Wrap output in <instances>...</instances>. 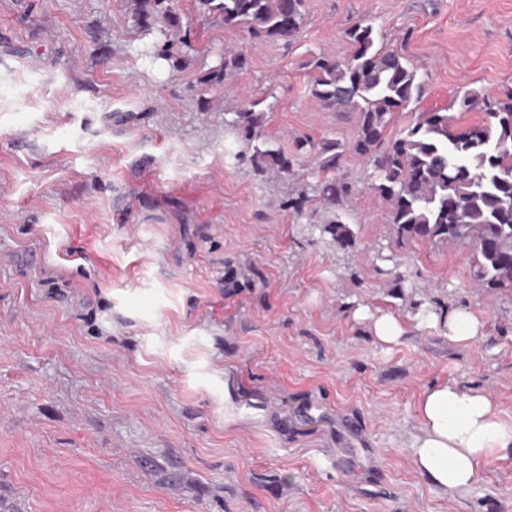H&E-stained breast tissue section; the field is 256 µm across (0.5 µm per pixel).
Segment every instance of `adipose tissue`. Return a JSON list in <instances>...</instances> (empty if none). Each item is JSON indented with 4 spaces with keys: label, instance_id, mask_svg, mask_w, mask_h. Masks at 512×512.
Segmentation results:
<instances>
[{
    "label": "adipose tissue",
    "instance_id": "obj_1",
    "mask_svg": "<svg viewBox=\"0 0 512 512\" xmlns=\"http://www.w3.org/2000/svg\"><path fill=\"white\" fill-rule=\"evenodd\" d=\"M422 434L413 445L419 471L434 485H472L483 466L512 450V424L487 394L452 382L425 389L419 403Z\"/></svg>",
    "mask_w": 512,
    "mask_h": 512
}]
</instances>
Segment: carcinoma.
<instances>
[{"label":"carcinoma","mask_w":512,"mask_h":512,"mask_svg":"<svg viewBox=\"0 0 512 512\" xmlns=\"http://www.w3.org/2000/svg\"><path fill=\"white\" fill-rule=\"evenodd\" d=\"M305 0H193L198 16L225 27L246 30L249 39H291L299 32ZM132 21L163 42L138 50L142 58L158 57L175 70L200 55L181 33L179 0H131ZM352 53L345 60L315 56L308 63L310 92L330 112H353L358 136L352 150L373 164L371 188L388 202V222L397 238L471 249L473 280L482 288H512V89L505 98L474 89L463 91V112L480 111V123L460 127L448 113L419 112L414 124L376 147L394 116L423 93V83L403 55L376 45L366 20L348 30ZM249 67L248 55L219 49L214 63L201 70L197 83L221 87L226 77ZM257 103L224 119L238 138L253 144L256 170L275 166L289 172L293 159L278 143L262 136L263 114ZM324 176L317 194L334 204L350 193L347 182L330 176L344 147L327 139L314 147Z\"/></svg>","instance_id":"obj_1"}]
</instances>
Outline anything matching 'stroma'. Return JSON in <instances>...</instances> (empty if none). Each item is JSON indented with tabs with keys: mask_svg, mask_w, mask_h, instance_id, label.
Wrapping results in <instances>:
<instances>
[{
	"mask_svg": "<svg viewBox=\"0 0 512 512\" xmlns=\"http://www.w3.org/2000/svg\"><path fill=\"white\" fill-rule=\"evenodd\" d=\"M181 9L248 69L209 90L145 64L128 0H0V512H512L511 453L448 491L412 454L437 381L512 421V288L476 285L467 246L397 241L362 158L332 208L309 153L258 174L224 125L256 102L286 152L352 145L306 63L363 19L425 84L388 137L418 111L477 124L452 101L512 87V0H306L288 42ZM454 312L482 338L449 341ZM374 332L383 343L395 342L403 333L400 322L391 315H384L374 323Z\"/></svg>",
	"mask_w": 512,
	"mask_h": 512,
	"instance_id": "stroma-1",
	"label": "stroma"
}]
</instances>
